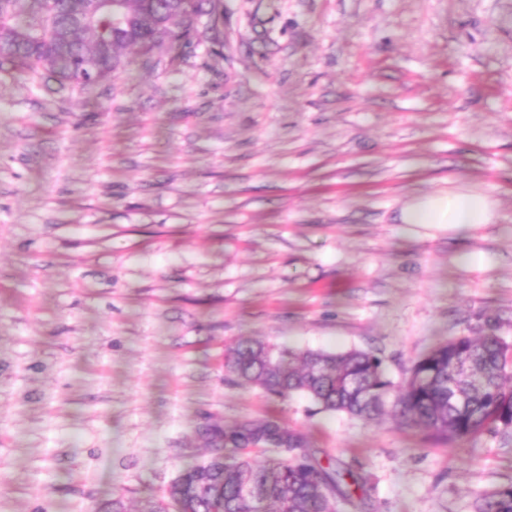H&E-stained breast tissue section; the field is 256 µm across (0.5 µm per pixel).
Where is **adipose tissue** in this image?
Instances as JSON below:
<instances>
[{
  "instance_id": "ef3b65f1",
  "label": "adipose tissue",
  "mask_w": 512,
  "mask_h": 512,
  "mask_svg": "<svg viewBox=\"0 0 512 512\" xmlns=\"http://www.w3.org/2000/svg\"><path fill=\"white\" fill-rule=\"evenodd\" d=\"M495 218V203L491 196L479 192L420 195L399 215L404 224H448L459 230L474 224H491Z\"/></svg>"
}]
</instances>
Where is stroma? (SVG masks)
Here are the masks:
<instances>
[{"label": "stroma", "instance_id": "35a3bbf8", "mask_svg": "<svg viewBox=\"0 0 512 512\" xmlns=\"http://www.w3.org/2000/svg\"><path fill=\"white\" fill-rule=\"evenodd\" d=\"M91 85L0 69V512H127L274 421L360 479L337 512H474L512 437L448 445L274 396L239 340L512 341V0H223ZM484 192L496 220L401 224Z\"/></svg>", "mask_w": 512, "mask_h": 512}]
</instances>
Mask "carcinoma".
Instances as JSON below:
<instances>
[{
	"instance_id": "1",
	"label": "carcinoma",
	"mask_w": 512,
	"mask_h": 512,
	"mask_svg": "<svg viewBox=\"0 0 512 512\" xmlns=\"http://www.w3.org/2000/svg\"><path fill=\"white\" fill-rule=\"evenodd\" d=\"M123 21L89 15L100 0H0V66L18 74L43 71L60 81L90 83L112 77L130 47L147 57L190 34L188 20L215 12L223 0H118ZM226 367L245 383L289 397L305 395L321 410L367 422L391 412L402 424L457 444L482 433L512 432V343L491 331L457 336L418 358L402 386L372 351L295 349L244 340ZM218 454L259 444L286 447L289 458L262 462L243 455L189 465L167 499L141 512H336L352 497L347 472L325 467L298 432L275 422L243 421L207 432ZM475 512H512V486L478 498Z\"/></svg>"
}]
</instances>
